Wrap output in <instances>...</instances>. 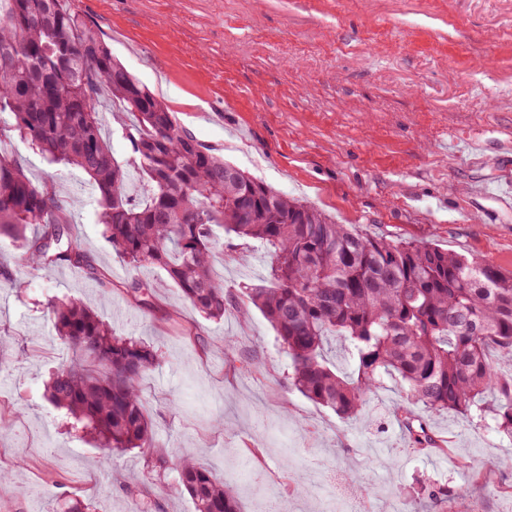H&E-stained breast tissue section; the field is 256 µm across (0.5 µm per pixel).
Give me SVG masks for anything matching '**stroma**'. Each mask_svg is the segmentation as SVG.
Listing matches in <instances>:
<instances>
[{"label":"stroma","instance_id":"1","mask_svg":"<svg viewBox=\"0 0 512 512\" xmlns=\"http://www.w3.org/2000/svg\"><path fill=\"white\" fill-rule=\"evenodd\" d=\"M114 58L163 99L204 147L330 220L372 237L434 244L512 271V209L499 207L496 152L457 154L451 140L512 142V0H73ZM6 150L33 184L65 188L69 221L112 281L111 300L66 266L12 280L18 243L0 241V512H59L70 497L94 512H134L123 489L137 471L153 512H193L174 470L148 471L147 451L98 447L71 432L44 397L70 354L38 301L100 307L121 336L163 352L142 382L151 447L191 457L244 512H330L325 480L355 472L367 512H512V438L492 420L423 413L436 441L415 445L398 409L405 386L386 377L370 422L315 405L288 381V356L258 310L208 320L159 268L130 270L96 222L88 176L48 164L26 144ZM270 257L224 236L215 274L229 289L261 283ZM154 289V311L122 286ZM232 346H225V337Z\"/></svg>","mask_w":512,"mask_h":512}]
</instances>
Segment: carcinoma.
Instances as JSON below:
<instances>
[{"label":"carcinoma","mask_w":512,"mask_h":512,"mask_svg":"<svg viewBox=\"0 0 512 512\" xmlns=\"http://www.w3.org/2000/svg\"><path fill=\"white\" fill-rule=\"evenodd\" d=\"M105 90L131 116L120 126L121 162L102 135ZM5 138L91 178L102 236L126 265L165 270L208 319L257 308L289 357V382L310 401L357 419L382 377L395 376L408 402L489 416L512 436V372L496 367L512 366V272L429 244L368 237L224 162L113 59L70 0H0V142ZM132 170L151 185L142 203L126 193ZM222 233L264 243L267 285L224 289L212 271ZM1 237L20 243L23 268L66 265L112 288L73 235L56 184H32L0 153ZM125 293L154 308L147 284L131 281ZM46 313L75 353L47 383L48 403L105 448L150 447L140 382L159 365V350L116 335L72 299L49 298ZM329 336L353 346L354 376L328 366L322 351ZM145 465L159 474L175 469L194 512H242L233 492L191 458L173 463L155 450ZM139 484L132 474L125 489L140 498L138 512H152Z\"/></svg>","instance_id":"obj_1"}]
</instances>
